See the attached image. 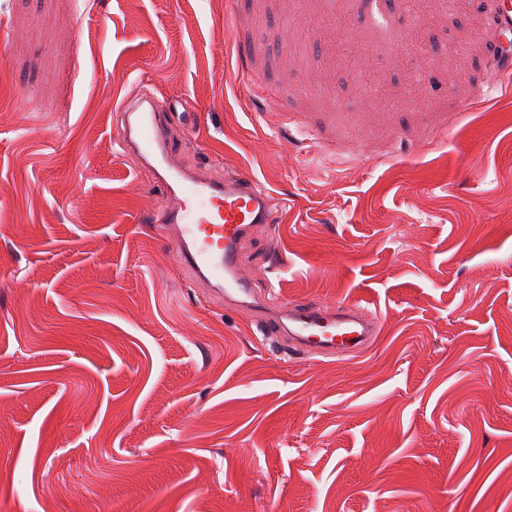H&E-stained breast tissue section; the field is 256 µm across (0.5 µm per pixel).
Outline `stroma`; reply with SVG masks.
Instances as JSON below:
<instances>
[{
    "mask_svg": "<svg viewBox=\"0 0 512 512\" xmlns=\"http://www.w3.org/2000/svg\"><path fill=\"white\" fill-rule=\"evenodd\" d=\"M500 2L0 0V512H512ZM146 89L272 195L255 288L361 301L370 349L289 356L191 282L118 147Z\"/></svg>",
    "mask_w": 512,
    "mask_h": 512,
    "instance_id": "obj_1",
    "label": "stroma"
}]
</instances>
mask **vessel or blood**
Segmentation results:
<instances>
[{
	"label": "vessel or blood",
	"mask_w": 512,
	"mask_h": 512,
	"mask_svg": "<svg viewBox=\"0 0 512 512\" xmlns=\"http://www.w3.org/2000/svg\"><path fill=\"white\" fill-rule=\"evenodd\" d=\"M120 148L152 171L162 195L163 221L177 247V259L225 302L273 323L293 351L344 356L370 346L379 323L359 302L327 306L259 298L240 274V248L254 225L272 219L269 192L244 173L209 177L180 164L168 137L169 114L149 94L123 102Z\"/></svg>",
	"instance_id": "1"
}]
</instances>
